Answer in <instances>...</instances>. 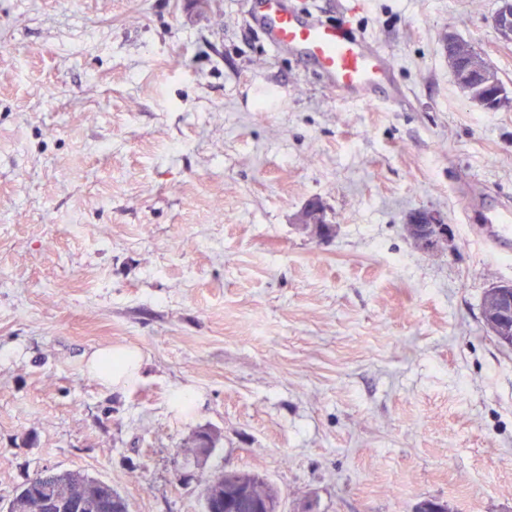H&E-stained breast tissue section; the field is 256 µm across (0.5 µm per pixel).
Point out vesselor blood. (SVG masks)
Returning <instances> with one entry per match:
<instances>
[{
	"mask_svg": "<svg viewBox=\"0 0 512 512\" xmlns=\"http://www.w3.org/2000/svg\"><path fill=\"white\" fill-rule=\"evenodd\" d=\"M254 20L265 40L311 65L342 95L363 101L384 99L400 104L405 95L389 79V59L368 38L347 25L309 19L286 0H252ZM479 240L494 254L512 250V209L487 206L478 227Z\"/></svg>",
	"mask_w": 512,
	"mask_h": 512,
	"instance_id": "obj_1",
	"label": "vessel or blood"
}]
</instances>
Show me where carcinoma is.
<instances>
[{
    "label": "carcinoma",
    "instance_id": "cac0c4a2",
    "mask_svg": "<svg viewBox=\"0 0 512 512\" xmlns=\"http://www.w3.org/2000/svg\"><path fill=\"white\" fill-rule=\"evenodd\" d=\"M220 442V435L209 429L196 432L191 440L192 454L197 464L201 465L207 458L199 457L202 448H215ZM51 488L60 494L56 508H48L43 496V488ZM248 488L260 499L273 502L281 507V495L270 482L250 471H239L234 479L224 477L219 472L207 480L202 492V503H211L220 499L233 500L243 489ZM82 491L88 504L83 512H129L127 500L112 485L87 473L72 470L42 471L34 478L18 486L5 501H0V512H71L66 507V496L73 491Z\"/></svg>",
    "mask_w": 512,
    "mask_h": 512
}]
</instances>
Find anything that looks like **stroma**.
Segmentation results:
<instances>
[{"mask_svg": "<svg viewBox=\"0 0 512 512\" xmlns=\"http://www.w3.org/2000/svg\"><path fill=\"white\" fill-rule=\"evenodd\" d=\"M499 5L319 0L388 52L390 106L274 51L246 0H0V499L68 469L130 512H201L235 469L285 512H512V350L481 317L512 258L468 221L512 202V105L465 98L443 42L512 93ZM422 208L448 225L431 249ZM110 347L138 381L88 371ZM298 223L305 228H311V231L317 237H325L329 231V227H322V224H328L324 220L323 204L319 199L310 200L298 217ZM406 225L414 240L427 248L436 245L446 235L448 226L443 224L437 213L422 209L412 211ZM116 361L119 366L112 371H105L103 364L108 359ZM143 366L142 355L136 350L127 348H107L97 350L91 354L87 361V368L103 384L112 387H121L133 382L140 376ZM220 439L221 437L217 433H214L213 431L206 428L200 429L199 431L196 432V434L193 436L191 440V459L186 458L185 461L188 462L192 459H196L197 465H203V463L206 462L209 457H211V455L208 454L213 453L215 451V448H217ZM200 448H202L205 451V454H207L208 456H205L203 458L199 457Z\"/></svg>", "mask_w": 512, "mask_h": 512, "instance_id": "1", "label": "stroma"}]
</instances>
